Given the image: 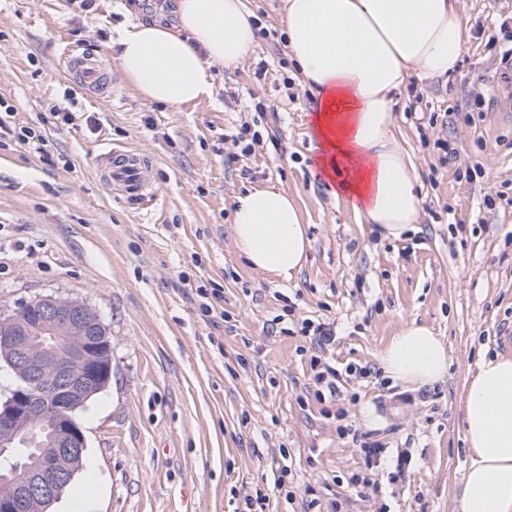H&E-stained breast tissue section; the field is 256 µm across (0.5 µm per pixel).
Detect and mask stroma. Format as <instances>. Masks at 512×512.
<instances>
[{
  "label": "stroma",
  "instance_id": "35a3bbf8",
  "mask_svg": "<svg viewBox=\"0 0 512 512\" xmlns=\"http://www.w3.org/2000/svg\"><path fill=\"white\" fill-rule=\"evenodd\" d=\"M175 6L0 0V98L16 122H37L55 105L77 114L47 123L52 163L16 141L0 144V306L78 297L112 342V380L78 413L84 467L54 512L77 497L87 512H241L286 463L293 498L271 499L269 512H454L469 461L464 384L482 356L512 355V82L495 76L512 0H461L471 38L459 69L427 84L410 79L397 96L425 194L421 223L400 240L360 223L310 174L308 95L283 84L296 74L280 64L283 0H249L270 34L239 70H214L211 98L180 111L141 99L110 45L142 19L176 25ZM67 45L104 58L111 97L68 102ZM476 92L489 108L470 124L462 115ZM245 124L261 134L248 156L233 142ZM105 144L152 161V200L114 197L98 175ZM265 186L288 191L309 226L307 263L287 283L248 267L233 240L235 197ZM499 191L506 199L486 207L485 195ZM214 285L224 289V317L212 321L196 290ZM284 313L289 334L272 332ZM307 319L332 324L334 341L314 346L300 332ZM413 320L448 348L443 381L417 387L381 370L380 351ZM315 355L372 374L320 401ZM391 399L394 414L381 416ZM341 423L378 447L373 461L339 436ZM355 474L369 481L365 495L351 490Z\"/></svg>",
  "mask_w": 512,
  "mask_h": 512
}]
</instances>
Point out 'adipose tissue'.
Wrapping results in <instances>:
<instances>
[{"label":"adipose tissue","instance_id":"adipose-tissue-1","mask_svg":"<svg viewBox=\"0 0 512 512\" xmlns=\"http://www.w3.org/2000/svg\"><path fill=\"white\" fill-rule=\"evenodd\" d=\"M177 24L121 30L120 66L147 102L179 110L211 97V67L232 72L257 44L248 0H177ZM282 23L299 82L309 94L316 164L332 196H346L361 223L390 239L423 217L422 186L397 132L396 93L410 78H444L469 50L458 0H284ZM236 249L273 281L301 272L308 228L287 191L255 187L236 196ZM384 373L428 385L448 371V350L431 329L405 324L378 356ZM469 465L455 512H512V357H482L462 398Z\"/></svg>","mask_w":512,"mask_h":512}]
</instances>
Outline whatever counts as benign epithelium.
Returning a JSON list of instances; mask_svg holds the SVG:
<instances>
[{
    "mask_svg": "<svg viewBox=\"0 0 512 512\" xmlns=\"http://www.w3.org/2000/svg\"><path fill=\"white\" fill-rule=\"evenodd\" d=\"M36 328L45 334L36 345L23 311L0 309V359L24 385L0 401V447L41 449L22 478L10 466L0 474V512H16L19 501L29 512H48L63 489L80 470L87 442L75 411L112 379V344L96 311L83 299L39 297ZM67 402L46 427L45 440L37 441L35 427L54 400Z\"/></svg>",
    "mask_w": 512,
    "mask_h": 512,
    "instance_id": "obj_1",
    "label": "benign epithelium"
}]
</instances>
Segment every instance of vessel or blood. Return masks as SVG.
Returning <instances> with one entry per match:
<instances>
[{
    "label": "vessel or blood",
    "mask_w": 512,
    "mask_h": 512,
    "mask_svg": "<svg viewBox=\"0 0 512 512\" xmlns=\"http://www.w3.org/2000/svg\"><path fill=\"white\" fill-rule=\"evenodd\" d=\"M64 54L68 77L79 90L93 93L108 91L111 77L99 55L91 51L80 53L71 47L65 48ZM98 170L102 181L117 198L139 203L153 196L152 164L139 151L101 149Z\"/></svg>",
    "instance_id": "vessel-or-blood-1"
}]
</instances>
